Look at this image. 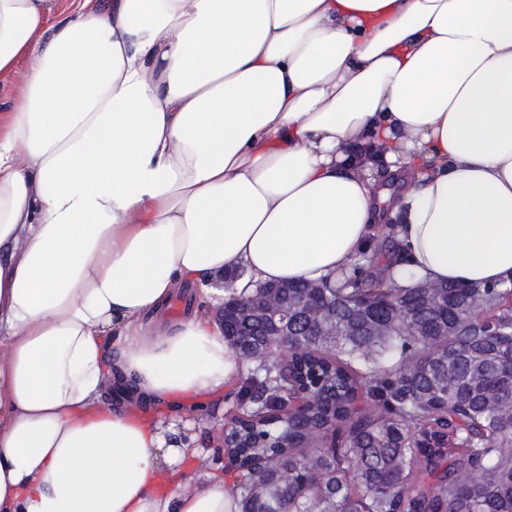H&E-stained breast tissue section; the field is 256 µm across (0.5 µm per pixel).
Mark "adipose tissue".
Here are the masks:
<instances>
[{"mask_svg": "<svg viewBox=\"0 0 512 512\" xmlns=\"http://www.w3.org/2000/svg\"><path fill=\"white\" fill-rule=\"evenodd\" d=\"M0 512H239L154 406L243 363L225 273L512 282V0H0ZM199 304L169 321L178 288Z\"/></svg>", "mask_w": 512, "mask_h": 512, "instance_id": "obj_1", "label": "adipose tissue"}]
</instances>
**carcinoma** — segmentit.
Listing matches in <instances>:
<instances>
[{
	"label": "carcinoma",
	"mask_w": 512,
	"mask_h": 512,
	"mask_svg": "<svg viewBox=\"0 0 512 512\" xmlns=\"http://www.w3.org/2000/svg\"><path fill=\"white\" fill-rule=\"evenodd\" d=\"M392 232L367 272L279 289L321 309L296 320L286 385L267 324L226 300L224 335L249 370L224 425L269 436L211 458L237 472L241 512H512V288H403ZM305 387L311 417L281 427L275 412Z\"/></svg>",
	"instance_id": "carcinoma-1"
}]
</instances>
